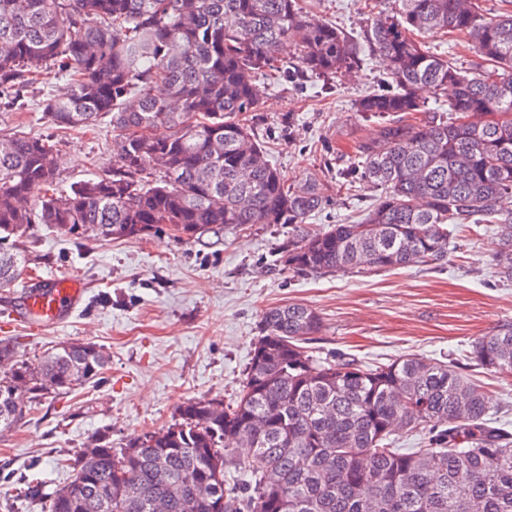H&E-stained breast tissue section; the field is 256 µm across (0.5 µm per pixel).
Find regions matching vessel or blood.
I'll list each match as a JSON object with an SVG mask.
<instances>
[{
    "instance_id": "obj_1",
    "label": "vessel or blood",
    "mask_w": 512,
    "mask_h": 512,
    "mask_svg": "<svg viewBox=\"0 0 512 512\" xmlns=\"http://www.w3.org/2000/svg\"><path fill=\"white\" fill-rule=\"evenodd\" d=\"M84 295L81 281L74 278L41 279L34 290L24 295L23 309L44 327L60 324L76 308Z\"/></svg>"
}]
</instances>
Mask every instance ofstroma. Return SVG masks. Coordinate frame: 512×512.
<instances>
[{"label": "stroma", "mask_w": 512, "mask_h": 512, "mask_svg": "<svg viewBox=\"0 0 512 512\" xmlns=\"http://www.w3.org/2000/svg\"><path fill=\"white\" fill-rule=\"evenodd\" d=\"M311 18L361 36L364 0H300ZM379 75L366 58L355 76L333 85L303 78L280 80L267 90L260 111L243 121L269 149L286 184L310 176L335 185L357 163L359 146L374 141L376 121L355 106ZM66 79L29 87L27 111L0 106V134H55V163L62 189L93 178L112 163V127L53 133L43 118L47 97H64ZM378 190L359 187L312 216L306 227L323 231L377 202ZM291 233L285 224H247L186 241L163 229L144 238L93 239L38 230L27 236V262L41 277L76 276L87 294L66 321L38 331L11 319L25 283L0 286V339L20 358L40 363L60 343L100 346L106 369L90 384L52 395L0 433V512H44L45 502L25 498L29 484L44 492L66 484L81 448L95 434L113 446L171 423L190 399H234L245 376L262 312L287 302L310 305L322 328L317 356L355 359L363 367L401 356L433 362L462 357L475 337L512 323V280L492 261V230L462 228L439 266H409L363 276L334 272L304 276L271 268ZM496 419L512 430V377L481 369Z\"/></svg>", "instance_id": "stroma-1"}]
</instances>
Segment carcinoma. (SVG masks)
<instances>
[{"mask_svg":"<svg viewBox=\"0 0 512 512\" xmlns=\"http://www.w3.org/2000/svg\"><path fill=\"white\" fill-rule=\"evenodd\" d=\"M438 32L466 39L479 62L431 51L421 37ZM363 38L310 18L299 0H0V103L27 108L25 90L54 72L70 92L43 102L50 126L109 116L114 133L112 166L68 192L52 139L0 137V284L27 271L21 237L34 224L76 238L177 226L188 240L289 224L276 266L302 274L439 265L461 226L494 224L496 266L512 279V11L397 0ZM365 48L383 73L356 108L379 120L378 138L336 192L363 181L381 194L361 219L311 232L328 186H286L240 116L260 110L271 73L349 76ZM450 86L448 113L428 111L423 95ZM399 112L425 117L388 119ZM261 323L233 402L190 399L123 448L95 439L48 494V512H215L221 498L224 512H512V433L490 425L485 390L457 363L325 361L309 347L321 317L301 303L271 307ZM466 359L512 375V324L475 338ZM106 365L99 347L73 343L33 370L0 340V430ZM402 433L424 447H394Z\"/></svg>","mask_w":512,"mask_h":512,"instance_id":"1","label":"carcinoma"}]
</instances>
